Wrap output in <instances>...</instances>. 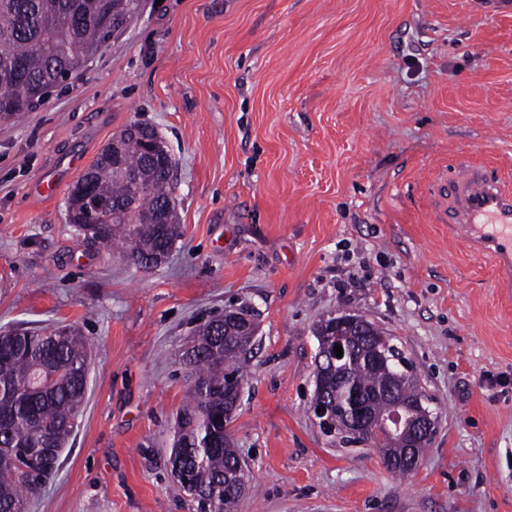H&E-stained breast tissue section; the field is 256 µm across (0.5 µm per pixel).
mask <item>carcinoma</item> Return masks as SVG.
<instances>
[{
    "label": "carcinoma",
    "instance_id": "obj_1",
    "mask_svg": "<svg viewBox=\"0 0 512 512\" xmlns=\"http://www.w3.org/2000/svg\"><path fill=\"white\" fill-rule=\"evenodd\" d=\"M139 0H0V115L5 120L29 112L80 69L139 14ZM123 144L120 163L106 146L89 172L106 201L100 211L72 197L74 223L95 224L88 242L124 247L123 258L144 269L165 259L180 224L172 201L170 169L151 162L136 139ZM166 210L169 228L145 222ZM371 337L359 339L349 371L315 385L314 396L336 399V441L370 444L386 467L399 475L414 468L399 463L404 449L365 427L353 433L348 401L357 395L379 425L389 416L391 395L407 400L419 383L410 373L397 379L391 364L368 352ZM254 343L239 331L218 334L213 321L200 325L185 345L180 362L187 377L185 400L176 413L181 487L208 512H233L245 493L247 475L224 422L234 413L226 399L227 377L243 384L249 377ZM89 374L88 339L75 328H15L0 334V512H27L28 500L55 470L85 397Z\"/></svg>",
    "mask_w": 512,
    "mask_h": 512
}]
</instances>
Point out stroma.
Masks as SVG:
<instances>
[{
    "mask_svg": "<svg viewBox=\"0 0 512 512\" xmlns=\"http://www.w3.org/2000/svg\"><path fill=\"white\" fill-rule=\"evenodd\" d=\"M171 150L181 226L141 269L84 241L67 191L126 124ZM466 160L512 177V13L475 0H144L69 87L0 122V333L78 328L85 401L28 512H198L169 457L194 329L252 308L230 424L234 512H512V290L438 223ZM58 193L41 197L46 182ZM386 329L440 421L416 471L308 413L332 312Z\"/></svg>",
    "mask_w": 512,
    "mask_h": 512,
    "instance_id": "1",
    "label": "stroma"
}]
</instances>
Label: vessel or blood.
<instances>
[{
	"label": "vessel or blood",
	"instance_id": "obj_1",
	"mask_svg": "<svg viewBox=\"0 0 512 512\" xmlns=\"http://www.w3.org/2000/svg\"><path fill=\"white\" fill-rule=\"evenodd\" d=\"M445 205L438 218L479 257L499 267V282L512 284V184L486 168L460 162L435 184Z\"/></svg>",
	"mask_w": 512,
	"mask_h": 512
}]
</instances>
